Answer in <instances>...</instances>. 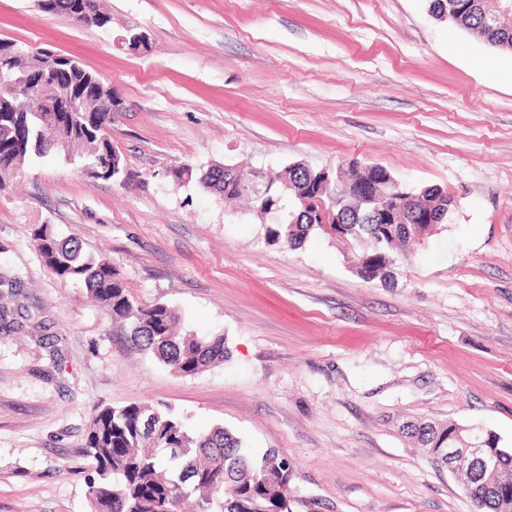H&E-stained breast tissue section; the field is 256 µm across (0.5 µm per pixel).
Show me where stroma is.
Instances as JSON below:
<instances>
[{
	"mask_svg": "<svg viewBox=\"0 0 512 512\" xmlns=\"http://www.w3.org/2000/svg\"><path fill=\"white\" fill-rule=\"evenodd\" d=\"M108 30L0 0V40L72 55L121 100L125 183L58 156L0 193V275L30 318L0 330V512H90L95 407L148 402L192 432L220 425L288 459L292 512H475L404 437L453 422L512 448V53L429 13V0H102ZM145 33L132 53L117 41ZM377 164L457 199L389 283L335 235L297 249L198 182L230 163ZM49 225L112 261L129 292L223 335L226 360L185 376L138 351L83 283L61 281Z\"/></svg>",
	"mask_w": 512,
	"mask_h": 512,
	"instance_id": "stroma-1",
	"label": "stroma"
}]
</instances>
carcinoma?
Masks as SVG:
<instances>
[{
    "mask_svg": "<svg viewBox=\"0 0 512 512\" xmlns=\"http://www.w3.org/2000/svg\"><path fill=\"white\" fill-rule=\"evenodd\" d=\"M437 14L448 17L490 45L512 52V14H503L505 3L492 9L487 0H431ZM44 15L64 16L84 12L82 24L99 29L112 27V15L98 0H42ZM498 15L489 27L486 18ZM16 57L0 62V91L15 82L21 69H42L51 58L48 51L34 54L14 49ZM74 78L89 96H97L93 112H29L15 116L0 108V185L9 173L33 158L57 152L54 140L69 143V152L96 178L112 179V92L99 93L97 73L74 57H67ZM18 102L34 106L46 95L55 94L50 81L28 84ZM318 185L324 181L320 170L302 164L284 169L278 180L269 182L259 198L237 189L224 180V167L218 166L199 177L207 189L226 201L247 198L253 211L264 217L278 215L268 235L289 249L299 247L314 230H330L356 248L354 266L365 280L385 276V271L405 256L411 241L424 240L438 226L448 222L447 195L440 187L419 192V206L429 213L428 224H380L374 207L349 208L344 185L333 181L328 191L339 224L314 222L312 208L297 196L301 182ZM34 241L44 264L63 281H79L114 321L128 327L132 345L150 352L160 361L192 376L226 358L224 336H179L178 312L166 303L144 304L134 299L117 269L106 259L82 254L78 240L57 238L46 224L35 229ZM24 306L0 309V325L23 327ZM405 437L427 448L435 463H445L448 448H458L477 440L488 448L499 447L492 433L476 434L457 424L408 423ZM86 456L95 464L96 477L88 487L91 512H181L182 504L194 499L195 512H290L286 491L292 468L288 460L273 450L253 454L242 440L222 426L202 434L190 433L182 421L168 410L142 402L125 406L97 407L85 441ZM498 494L508 499L512 510V456L504 457L498 477Z\"/></svg>",
    "mask_w": 512,
    "mask_h": 512,
    "instance_id": "carcinoma-1",
    "label": "carcinoma"
}]
</instances>
